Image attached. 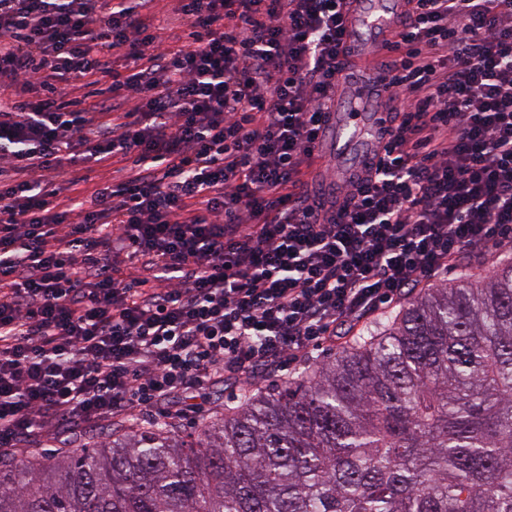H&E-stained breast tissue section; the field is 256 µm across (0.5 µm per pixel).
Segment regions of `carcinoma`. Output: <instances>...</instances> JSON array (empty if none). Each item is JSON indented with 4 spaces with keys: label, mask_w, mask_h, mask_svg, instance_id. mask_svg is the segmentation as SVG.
<instances>
[{
    "label": "carcinoma",
    "mask_w": 512,
    "mask_h": 512,
    "mask_svg": "<svg viewBox=\"0 0 512 512\" xmlns=\"http://www.w3.org/2000/svg\"><path fill=\"white\" fill-rule=\"evenodd\" d=\"M0 512H512V257L195 434L0 458Z\"/></svg>",
    "instance_id": "1"
}]
</instances>
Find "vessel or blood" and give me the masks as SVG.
<instances>
[{
    "instance_id": "b4317fda",
    "label": "vessel or blood",
    "mask_w": 512,
    "mask_h": 512,
    "mask_svg": "<svg viewBox=\"0 0 512 512\" xmlns=\"http://www.w3.org/2000/svg\"><path fill=\"white\" fill-rule=\"evenodd\" d=\"M402 8L401 0H392L386 8L380 7L377 0H355L347 23L353 54L371 55ZM382 93L383 87L376 74L358 73L348 68L341 73L336 99L347 102L348 107L329 115L325 132L328 144L322 149L333 161H348V169L337 170L338 178L351 177L378 151L387 120L386 113L376 107V99Z\"/></svg>"
}]
</instances>
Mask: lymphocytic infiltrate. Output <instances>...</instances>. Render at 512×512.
Masks as SVG:
<instances>
[{
    "instance_id": "1",
    "label": "lymphocytic infiltrate",
    "mask_w": 512,
    "mask_h": 512,
    "mask_svg": "<svg viewBox=\"0 0 512 512\" xmlns=\"http://www.w3.org/2000/svg\"><path fill=\"white\" fill-rule=\"evenodd\" d=\"M152 2L0 0V450L17 457L164 400L165 418L201 413L217 383L286 371L512 247V0H405L364 61L388 139L327 189L353 0H178L174 45ZM114 157L125 181L81 172Z\"/></svg>"
}]
</instances>
